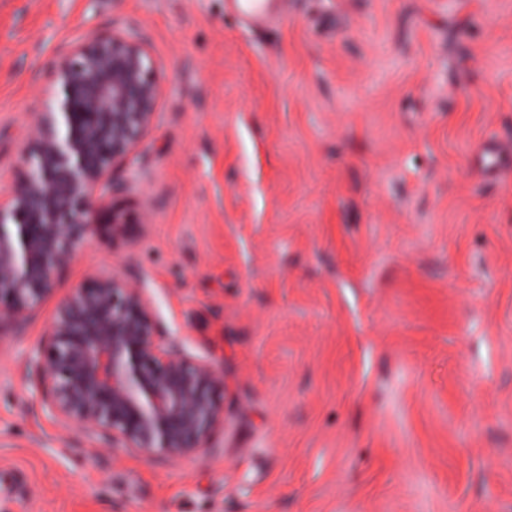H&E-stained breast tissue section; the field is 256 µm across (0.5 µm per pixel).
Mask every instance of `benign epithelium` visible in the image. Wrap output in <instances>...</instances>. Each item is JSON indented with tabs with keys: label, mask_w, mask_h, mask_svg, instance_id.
Here are the masks:
<instances>
[{
	"label": "benign epithelium",
	"mask_w": 512,
	"mask_h": 512,
	"mask_svg": "<svg viewBox=\"0 0 512 512\" xmlns=\"http://www.w3.org/2000/svg\"><path fill=\"white\" fill-rule=\"evenodd\" d=\"M160 85L147 42L97 33L57 61L23 179L0 196V323L34 312L120 190L113 164L154 121ZM59 419L112 447L192 456L224 425V370L160 334L144 289L94 276L63 302L38 365Z\"/></svg>",
	"instance_id": "7a95c632"
}]
</instances>
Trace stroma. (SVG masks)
Segmentation results:
<instances>
[{"label": "stroma", "instance_id": "35a3bbf8", "mask_svg": "<svg viewBox=\"0 0 512 512\" xmlns=\"http://www.w3.org/2000/svg\"><path fill=\"white\" fill-rule=\"evenodd\" d=\"M0 0V192L51 67L115 29L161 96L54 294L0 328V512H512V0ZM223 369L170 462L55 418L34 379L91 275Z\"/></svg>", "mask_w": 512, "mask_h": 512}]
</instances>
